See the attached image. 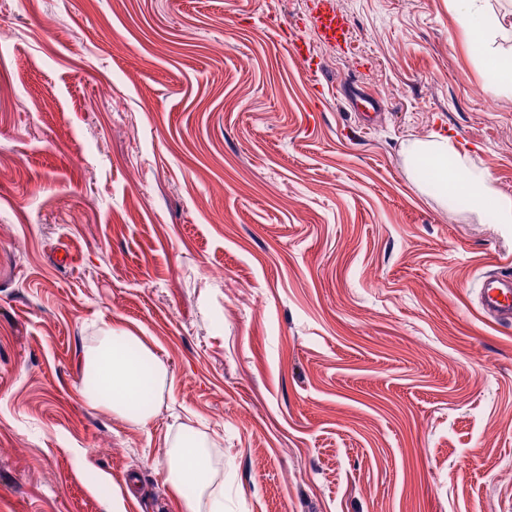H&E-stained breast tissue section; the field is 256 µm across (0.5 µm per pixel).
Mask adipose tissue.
I'll return each mask as SVG.
<instances>
[{"label": "adipose tissue", "mask_w": 512, "mask_h": 512, "mask_svg": "<svg viewBox=\"0 0 512 512\" xmlns=\"http://www.w3.org/2000/svg\"><path fill=\"white\" fill-rule=\"evenodd\" d=\"M461 27L473 44L483 50L484 83L490 94H512V54L492 52L491 44L506 27L500 16L489 11L484 0H452ZM407 157L425 171L429 186L444 196L460 198L474 212L493 214L497 223L512 228V198L490 185L483 171L468 170L458 146L445 135L410 140ZM151 364L143 374V364ZM83 371L92 381L87 398L91 405L106 407L139 426H147L152 412L140 409L144 396L161 390L167 369L138 336L119 330L105 337L85 357ZM210 471V459L200 444L192 441L173 449L168 462V483L183 512H201L202 492Z\"/></svg>", "instance_id": "1"}]
</instances>
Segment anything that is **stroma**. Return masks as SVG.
<instances>
[{
  "instance_id": "stroma-1",
  "label": "stroma",
  "mask_w": 512,
  "mask_h": 512,
  "mask_svg": "<svg viewBox=\"0 0 512 512\" xmlns=\"http://www.w3.org/2000/svg\"><path fill=\"white\" fill-rule=\"evenodd\" d=\"M336 2L342 48L315 0H0V512H180L189 438L224 512H512V229L403 151L512 197V94L451 0ZM116 329L167 369L144 427L86 398ZM317 37L324 43H348L350 28L346 16L341 13L334 0L319 1L313 16ZM287 47L289 56L299 60L306 72L313 73L315 71L314 55L311 45L307 41L300 38H291L287 42ZM404 152L418 165V170L413 168V172L418 176L425 172L432 189L446 198H461L472 211L491 213L495 216L496 224L512 229V198L502 196L488 185V173L469 170L458 146L448 135L437 134L426 140H409ZM448 160L462 172L461 175L449 171ZM480 305L483 312L503 325L512 324V278L488 276L480 290ZM171 451L168 462V483L172 496L182 512H200L210 459L200 444L182 443Z\"/></svg>"
}]
</instances>
